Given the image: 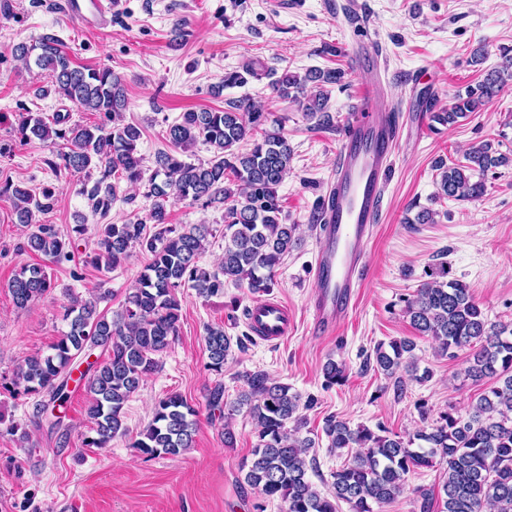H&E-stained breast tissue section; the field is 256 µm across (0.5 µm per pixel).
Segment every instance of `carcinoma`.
<instances>
[{"mask_svg": "<svg viewBox=\"0 0 512 512\" xmlns=\"http://www.w3.org/2000/svg\"><path fill=\"white\" fill-rule=\"evenodd\" d=\"M63 42L54 34H43L34 43L12 47V53L26 64L50 71L55 90L85 112H98L102 121L94 125L70 124V113L56 112L52 121L28 108L15 115L13 133L19 144L52 137L66 141L68 151L48 165L55 175L80 173L90 168L99 171L92 186H83L91 213L104 218L118 200L121 181L138 190L147 182L146 198L152 200L148 222L103 224L98 229L94 248L85 262L110 272L130 257L133 247L152 255L140 272L120 312L109 318L97 310V300L74 298L62 308L68 331L47 356L34 355L17 364L12 385L26 394L42 395L39 403L45 412L49 404L59 406L68 397V382L83 384L91 395L88 416L95 424L96 436L86 441L89 448H104L123 428V409L140 384L159 368V355L178 333L184 287L203 298L218 295L224 281L267 295L275 287V272L297 241L299 225L283 222L278 187L288 174L292 149L283 133L282 121L274 128L261 126L269 114L247 98L230 100L224 109L188 111L168 125L166 139L172 150L159 151L154 169L144 178L139 145L141 129L121 123L127 99L123 79L107 66H75L62 51ZM501 65L489 72L466 94L429 120L451 127L471 112H478L512 81V48L501 52ZM259 76L255 64L224 74L221 88L246 83L245 75ZM339 68L313 69L300 77L284 72L273 83L275 93L296 103L298 111L330 124L327 87L342 82ZM315 91L305 92L307 84ZM252 139L251 147L240 152L235 147ZM214 150V158L192 164L182 161L176 151L197 143ZM512 166V156L493 149L489 141L473 144L463 160L435 162L437 198L476 201L485 192L488 171ZM0 195L13 200L20 224L32 230L19 246L22 251L43 255L49 262L71 260L72 247L87 233V224L73 225L67 234L51 224L35 223L38 213L53 209L56 189L45 186L41 195L23 183L0 185ZM191 200L207 206L228 203L224 208V255L221 273H212L198 264L212 229L207 224H191L179 231L168 225V206ZM152 230H147V224ZM427 280L406 299L405 312L412 326L431 337L441 354L453 357L456 351L470 349L466 374L480 383L495 381L469 409H449L430 429L403 438L382 426L351 427L349 422L331 415L324 421L323 433L328 448H353L351 460L331 472L332 495L322 493L311 481L309 458L315 440L300 436L303 417L314 398L301 401L291 387L271 380L263 372L246 375L247 389L241 391L233 407L246 409L254 424L257 443L251 459L241 465L245 483L269 500L281 502L282 512H337L336 501L348 503L352 512H377L402 494L407 477L416 468H443V507L441 512H512V328L488 321L470 285L449 277L448 262L440 261L425 271ZM8 288L16 307L23 309L49 294L54 283L41 264L21 267ZM207 368L219 372L232 352V339L221 327L206 332ZM100 348L107 358L87 365L72 378L75 361L87 351ZM408 339H393L375 347L376 366L394 379L397 394L404 382L397 373L407 372L422 383L428 371L418 373ZM326 386L342 383L343 365L333 359L323 366ZM197 410L177 393L158 400L153 418L140 433L134 447L149 456L176 457L192 446ZM294 423L288 428V423Z\"/></svg>", "mask_w": 512, "mask_h": 512, "instance_id": "cac0c4a2", "label": "carcinoma"}]
</instances>
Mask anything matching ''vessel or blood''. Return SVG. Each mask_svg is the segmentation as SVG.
I'll return each mask as SVG.
<instances>
[{
  "mask_svg": "<svg viewBox=\"0 0 512 512\" xmlns=\"http://www.w3.org/2000/svg\"><path fill=\"white\" fill-rule=\"evenodd\" d=\"M121 9V0H67V14L85 24H98ZM353 54L366 72L356 113L343 134L335 178L319 226L316 290L310 298L311 326L319 334H335L348 315L365 273L368 243L383 208L389 157L400 133L397 108L379 77L380 55L369 34H362ZM251 333L272 345L290 336L295 318L277 299L248 307Z\"/></svg>",
  "mask_w": 512,
  "mask_h": 512,
  "instance_id": "vessel-or-blood-1",
  "label": "vessel or blood"
}]
</instances>
